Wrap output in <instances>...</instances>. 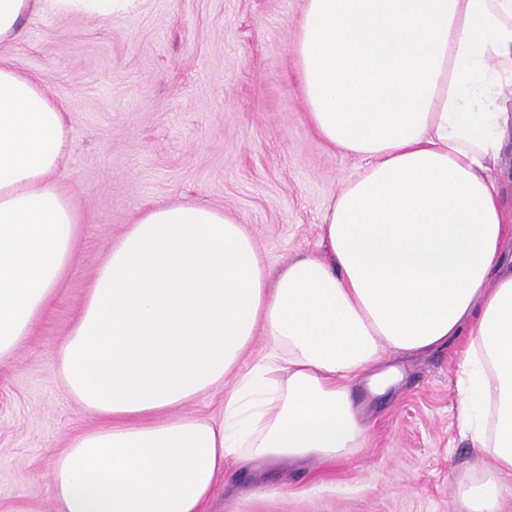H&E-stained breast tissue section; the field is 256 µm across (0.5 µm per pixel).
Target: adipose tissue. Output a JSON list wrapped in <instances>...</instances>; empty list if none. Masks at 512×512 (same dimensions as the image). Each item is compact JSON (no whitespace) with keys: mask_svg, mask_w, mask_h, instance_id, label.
<instances>
[{"mask_svg":"<svg viewBox=\"0 0 512 512\" xmlns=\"http://www.w3.org/2000/svg\"><path fill=\"white\" fill-rule=\"evenodd\" d=\"M128 0H0V45L30 13L108 20ZM291 52L308 119L359 157L320 226L322 259L271 275L243 224L154 205L107 251L58 351L62 386L101 425L44 479L57 512H204L226 460L332 463L368 429L353 398L389 356L460 339L459 421L512 471V0H305ZM63 106L0 53V363L75 261L55 176ZM269 349L239 370L256 329ZM220 420L172 416L222 385Z\"/></svg>","mask_w":512,"mask_h":512,"instance_id":"adipose-tissue-1","label":"adipose tissue"}]
</instances>
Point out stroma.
Segmentation results:
<instances>
[{"mask_svg": "<svg viewBox=\"0 0 512 512\" xmlns=\"http://www.w3.org/2000/svg\"><path fill=\"white\" fill-rule=\"evenodd\" d=\"M304 0H139L101 21L39 13L1 48L67 114L58 173L80 217L76 261L47 313L0 365V512H56L41 481L98 426L63 390L59 347L108 249L148 206L200 201L234 216L271 271L326 254L319 226L360 161L306 115L291 44ZM399 382L358 383L364 447L332 464L226 462L206 512H465L489 465L460 431V345L391 358Z\"/></svg>", "mask_w": 512, "mask_h": 512, "instance_id": "stroma-1", "label": "stroma"}]
</instances>
